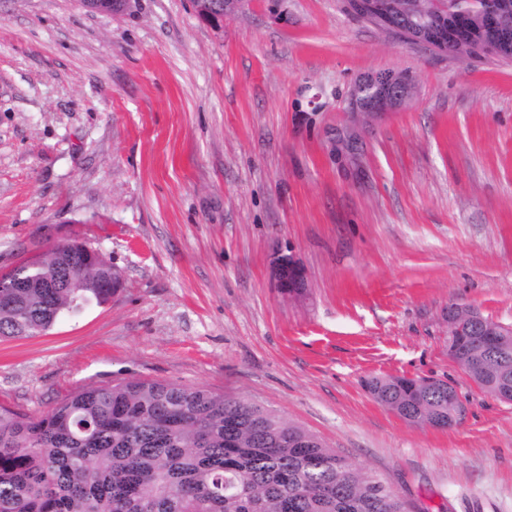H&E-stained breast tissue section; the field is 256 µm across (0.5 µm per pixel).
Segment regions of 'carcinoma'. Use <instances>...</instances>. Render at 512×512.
<instances>
[{"label":"carcinoma","instance_id":"carcinoma-1","mask_svg":"<svg viewBox=\"0 0 512 512\" xmlns=\"http://www.w3.org/2000/svg\"><path fill=\"white\" fill-rule=\"evenodd\" d=\"M404 28L479 27L485 0H373ZM119 270L78 240L0 275V338L34 337L110 301ZM449 346L485 359L483 337ZM512 377V335L471 377L496 397ZM378 404L415 425L448 412V393L371 377ZM0 512H405L383 483L312 433L244 399L141 378L79 389L45 414L0 409Z\"/></svg>","mask_w":512,"mask_h":512}]
</instances>
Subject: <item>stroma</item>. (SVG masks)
<instances>
[{
    "label": "stroma",
    "instance_id": "obj_1",
    "mask_svg": "<svg viewBox=\"0 0 512 512\" xmlns=\"http://www.w3.org/2000/svg\"><path fill=\"white\" fill-rule=\"evenodd\" d=\"M250 0H0V274L79 240L110 302L0 339V406L32 416L125 378L243 397L372 473L407 512H512V403L448 357V306L512 326V60L460 59L346 12ZM407 103L358 129L362 76ZM308 286L277 288L276 250ZM373 376L448 382L458 424L405 422Z\"/></svg>",
    "mask_w": 512,
    "mask_h": 512
}]
</instances>
